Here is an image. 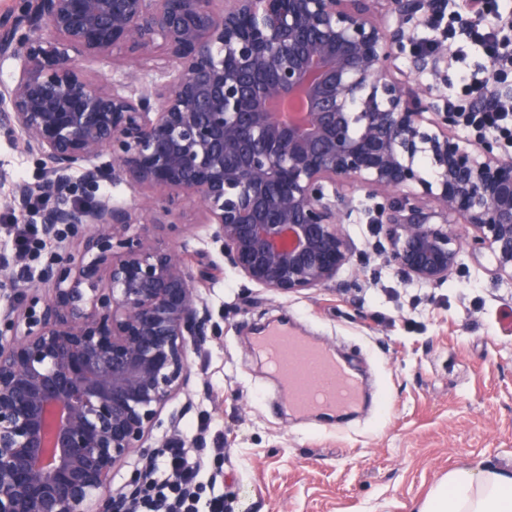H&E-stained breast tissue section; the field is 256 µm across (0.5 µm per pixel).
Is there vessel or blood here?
Segmentation results:
<instances>
[{
	"mask_svg": "<svg viewBox=\"0 0 512 512\" xmlns=\"http://www.w3.org/2000/svg\"><path fill=\"white\" fill-rule=\"evenodd\" d=\"M255 345L265 356L277 358L276 374L293 412L346 411L360 404V385L346 365L311 337L273 327L256 336Z\"/></svg>",
	"mask_w": 512,
	"mask_h": 512,
	"instance_id": "b4317fda",
	"label": "vessel or blood"
}]
</instances>
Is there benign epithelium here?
Wrapping results in <instances>:
<instances>
[{
	"label": "benign epithelium",
	"instance_id": "benign-epithelium-1",
	"mask_svg": "<svg viewBox=\"0 0 512 512\" xmlns=\"http://www.w3.org/2000/svg\"><path fill=\"white\" fill-rule=\"evenodd\" d=\"M446 0H22L0 16V57L20 73L0 84V130L21 137L43 168L5 206L40 213L46 240L90 230L79 260L40 287L0 256L16 297L0 337V512H130L159 453L146 442L192 380L188 353L210 310L186 248L135 227L130 210L94 196L107 178L144 189L151 214L177 196L199 205L210 240L252 285L290 296L325 288L350 263L345 223L376 204L384 267L417 286L448 281L464 245L512 281V154L489 137L461 142L447 105L411 77L438 79L448 47L416 49L418 30ZM164 52L166 82L141 88V60ZM410 52V67L395 61ZM126 61L115 85L91 61ZM483 102L512 101L491 81ZM109 155L112 165L98 160ZM429 160L433 176L421 163ZM89 190L80 202L74 173ZM425 199L445 224L417 204ZM453 217L460 235L448 228ZM138 453L134 476L112 474Z\"/></svg>",
	"mask_w": 512,
	"mask_h": 512
}]
</instances>
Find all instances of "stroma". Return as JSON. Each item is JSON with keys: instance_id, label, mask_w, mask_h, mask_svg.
Segmentation results:
<instances>
[{"instance_id": "obj_1", "label": "stroma", "mask_w": 512, "mask_h": 512, "mask_svg": "<svg viewBox=\"0 0 512 512\" xmlns=\"http://www.w3.org/2000/svg\"><path fill=\"white\" fill-rule=\"evenodd\" d=\"M0 197L34 184L41 165L0 132ZM348 229L358 254L334 286L274 295L224 266L197 204L156 211L151 234L204 249L215 277L205 291L207 340L193 372L178 435L209 472H223L230 512H416L449 470L512 468V283L463 256L443 285L419 287L384 268L371 249L372 201ZM293 325L343 357L383 406L339 425L315 414L273 412L278 380L255 348L258 330Z\"/></svg>"}]
</instances>
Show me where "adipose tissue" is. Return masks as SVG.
Listing matches in <instances>:
<instances>
[{
  "label": "adipose tissue",
  "instance_id": "adipose-tissue-1",
  "mask_svg": "<svg viewBox=\"0 0 512 512\" xmlns=\"http://www.w3.org/2000/svg\"><path fill=\"white\" fill-rule=\"evenodd\" d=\"M417 512H512V469L464 466L450 470Z\"/></svg>",
  "mask_w": 512,
  "mask_h": 512
}]
</instances>
